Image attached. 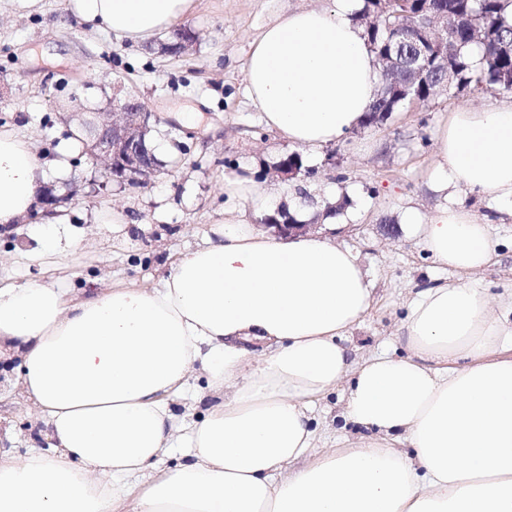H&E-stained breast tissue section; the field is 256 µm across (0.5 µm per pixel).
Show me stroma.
<instances>
[{"label":"stroma","instance_id":"obj_1","mask_svg":"<svg viewBox=\"0 0 512 512\" xmlns=\"http://www.w3.org/2000/svg\"><path fill=\"white\" fill-rule=\"evenodd\" d=\"M325 0H195L184 25L198 34L194 48L174 57L148 52L93 31L66 10V0H39L32 11L15 0H0V129H16L39 158L53 159L70 135L79 112H108L117 99L140 101L157 113L153 138L165 142L162 172L145 184L100 187L97 163L86 149L64 169H48L45 181L65 201L79 244L67 256L26 266L20 253L36 249L33 227L45 209L0 237V281L108 283L158 286L169 264L205 244L213 225L224 221L225 178L257 179L259 187L287 204L284 180L274 167L295 147L270 131L245 91V62L261 30L288 10ZM512 99L495 89L444 91L424 104L407 105L379 126L361 127L322 148L307 165L313 177L303 185L319 210L335 209L339 227L323 219L310 232L329 235L359 259L375 302L348 345L363 359L395 342L404 304L416 291L462 278L434 264L403 223L406 207L430 215L441 203L427 175L436 159L437 128L449 112L480 109ZM458 197L480 222H490L501 242V257L466 276V284L492 298L512 293V217L494 211L478 193ZM120 208L140 227L116 224ZM344 389L321 400L313 413L317 439L311 450L361 428L341 418ZM43 424L23 405L15 364L0 361V448L25 456Z\"/></svg>","mask_w":512,"mask_h":512}]
</instances>
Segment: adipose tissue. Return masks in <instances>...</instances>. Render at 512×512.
Returning <instances> with one entry per match:
<instances>
[{"mask_svg": "<svg viewBox=\"0 0 512 512\" xmlns=\"http://www.w3.org/2000/svg\"><path fill=\"white\" fill-rule=\"evenodd\" d=\"M93 29L136 45L194 0H68ZM363 0L289 11L248 55L246 93L265 125L317 151L361 126L375 58ZM429 181L443 202L403 223L433 262L470 274L500 240L455 196L512 215V101L449 113ZM43 163L0 131V232L39 203ZM46 253L77 245L65 218ZM374 303L358 258L319 235L270 236L237 210L172 262L160 287L78 290L0 283V358L17 359L48 450L0 451V512H512V295L445 283L419 290L401 325L406 356L352 358ZM216 403L181 426L171 403L196 371ZM346 384L341 415L364 438L317 457L311 406ZM184 449L173 469L153 464Z\"/></svg>", "mask_w": 512, "mask_h": 512, "instance_id": "ef3b65f1", "label": "adipose tissue"}]
</instances>
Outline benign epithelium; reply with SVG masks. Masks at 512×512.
Masks as SVG:
<instances>
[{
	"label": "benign epithelium",
	"instance_id": "1",
	"mask_svg": "<svg viewBox=\"0 0 512 512\" xmlns=\"http://www.w3.org/2000/svg\"><path fill=\"white\" fill-rule=\"evenodd\" d=\"M196 35L187 30L176 29L173 41L167 45L171 55H182L193 48ZM153 113L134 99H126L113 105L107 119L100 113L90 112L82 121L87 132L86 147L89 153L103 161L100 176L102 184L116 181L120 184H142L146 179L161 172V166L149 148L148 134L152 129ZM283 220H264L263 224L275 229L279 235L301 232L304 224L287 219L284 210L278 211Z\"/></svg>",
	"mask_w": 512,
	"mask_h": 512
}]
</instances>
